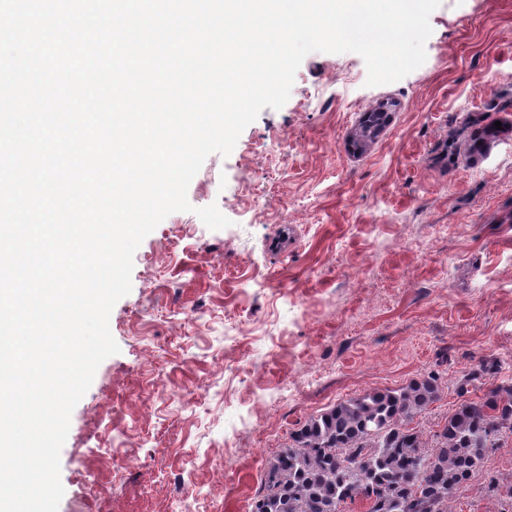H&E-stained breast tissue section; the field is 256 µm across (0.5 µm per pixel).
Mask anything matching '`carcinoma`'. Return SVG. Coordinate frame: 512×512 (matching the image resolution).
Returning <instances> with one entry per match:
<instances>
[{
  "label": "carcinoma",
  "instance_id": "1",
  "mask_svg": "<svg viewBox=\"0 0 512 512\" xmlns=\"http://www.w3.org/2000/svg\"><path fill=\"white\" fill-rule=\"evenodd\" d=\"M499 368L477 361L430 443L411 424L442 397L434 374L310 416L266 461L251 512H346L358 503L365 512H448L453 491L512 439V382H495ZM484 491L498 512H512V475L491 478Z\"/></svg>",
  "mask_w": 512,
  "mask_h": 512
}]
</instances>
